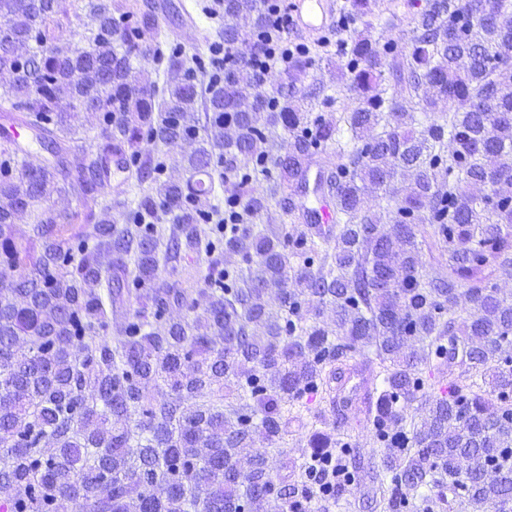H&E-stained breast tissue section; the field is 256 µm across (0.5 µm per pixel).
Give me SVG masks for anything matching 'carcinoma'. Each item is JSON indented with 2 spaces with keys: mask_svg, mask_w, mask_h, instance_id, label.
Returning <instances> with one entry per match:
<instances>
[{
  "mask_svg": "<svg viewBox=\"0 0 512 512\" xmlns=\"http://www.w3.org/2000/svg\"><path fill=\"white\" fill-rule=\"evenodd\" d=\"M31 2L34 30L22 0H0V42L11 43L0 70L31 67L0 94V494L10 512H286L296 486L275 485L261 449L282 440L311 392L342 412V379L373 361L368 421L380 449L352 466L377 512H512V296L496 284L512 273V0H425L390 60L391 41L351 31L336 92L357 105L329 117L313 112L331 99L313 75L330 60L326 43L259 65L286 46L269 0H224L221 76L147 41L160 33L150 14ZM346 8L361 20L390 5ZM82 16L100 45L88 68L112 62V78H86L85 98L52 83L59 55L80 56L62 32ZM239 16L251 30L231 23ZM149 67L163 85L129 83ZM388 74L399 101L385 96ZM18 126L44 151L39 162ZM90 132L91 149L74 152L73 136ZM179 140L184 176L159 155ZM329 150L336 170L311 174ZM117 172L140 186L122 224L108 191ZM228 180L235 196L223 200ZM54 193L82 210L43 207ZM311 195L335 206V223L320 224ZM369 196L382 204L367 206ZM275 206L290 223L257 228ZM184 245L196 288L167 278ZM443 264L448 276H433ZM118 302L136 308L114 336ZM173 306L182 319L167 317ZM438 361L455 364L448 395L423 403V369ZM308 433L291 478L340 445L322 426ZM491 469L498 478L486 479Z\"/></svg>",
  "mask_w": 512,
  "mask_h": 512,
  "instance_id": "1",
  "label": "carcinoma"
}]
</instances>
